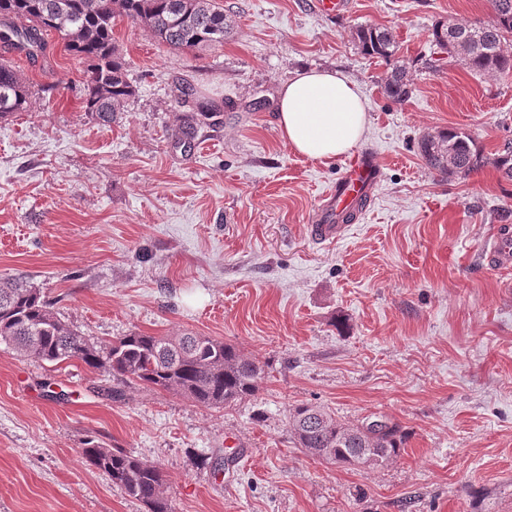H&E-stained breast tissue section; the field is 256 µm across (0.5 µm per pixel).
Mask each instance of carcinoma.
I'll return each instance as SVG.
<instances>
[{"label":"carcinoma","mask_w":512,"mask_h":512,"mask_svg":"<svg viewBox=\"0 0 512 512\" xmlns=\"http://www.w3.org/2000/svg\"><path fill=\"white\" fill-rule=\"evenodd\" d=\"M493 20L441 24L433 41L480 74L512 72V0H491ZM125 18L147 29L170 49L191 50L224 44L234 27L231 11L215 0H0V43L29 58L44 49L49 32L68 51L91 62L83 111L103 125L117 119L135 89L114 37L116 20ZM360 51L388 62L396 51L393 33L380 27L356 31ZM384 91L401 101L409 94L405 71L393 68ZM30 85L12 61L0 56V119L26 110ZM426 164L448 176L466 177L484 163L472 137L449 128L421 141ZM512 178V145L496 158ZM18 355L48 363L79 359L90 368L107 366L130 382L173 391L208 408H226L253 396L264 380V365L245 357L233 345L208 336H154L132 332L101 354L55 312L41 290L18 279L0 278V345ZM289 432L296 447L310 456L346 467L377 468L397 457L406 437L398 424L380 428L346 423L316 404L289 409ZM89 465L105 472L124 495L143 503L148 512H174L161 467L121 448L92 445L79 450Z\"/></svg>","instance_id":"carcinoma-1"}]
</instances>
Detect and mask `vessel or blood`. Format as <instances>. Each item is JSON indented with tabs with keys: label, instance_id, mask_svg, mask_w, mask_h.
I'll use <instances>...</instances> for the list:
<instances>
[{
	"label": "vessel or blood",
	"instance_id": "b4317fda",
	"mask_svg": "<svg viewBox=\"0 0 512 512\" xmlns=\"http://www.w3.org/2000/svg\"><path fill=\"white\" fill-rule=\"evenodd\" d=\"M379 172V164L372 155L360 154L350 159L342 178L327 192L311 217L308 226L310 238L325 245H333L343 239L349 227L337 223V212L354 206L360 197L368 196L379 180ZM483 258L492 269L512 267L511 225L500 224L495 227L483 252Z\"/></svg>",
	"mask_w": 512,
	"mask_h": 512
}]
</instances>
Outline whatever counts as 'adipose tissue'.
<instances>
[{
    "label": "adipose tissue",
    "instance_id": "ef3b65f1",
    "mask_svg": "<svg viewBox=\"0 0 512 512\" xmlns=\"http://www.w3.org/2000/svg\"><path fill=\"white\" fill-rule=\"evenodd\" d=\"M276 112L282 139L321 162L351 152L366 130L365 97L335 70L302 69L280 89Z\"/></svg>",
    "mask_w": 512,
    "mask_h": 512
}]
</instances>
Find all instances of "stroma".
<instances>
[{"mask_svg":"<svg viewBox=\"0 0 512 512\" xmlns=\"http://www.w3.org/2000/svg\"><path fill=\"white\" fill-rule=\"evenodd\" d=\"M216 3L236 20L217 47L174 51L117 23L135 94L107 126L83 111L87 64L57 35L35 58L14 54L31 98L0 120V278L41 288L98 348L193 333L267 375L254 397L207 409L1 345L0 512H146L83 463L89 441L159 464L175 512H512V270L482 264L495 226L512 225V179L494 164L512 142V74L472 72L432 36L491 21L490 0H348L340 14ZM367 26L394 33L404 100L383 90L389 63L356 46ZM305 66L361 88L356 150L381 170L333 245L307 225L347 159L303 157L277 127L278 93ZM208 101L223 110L198 118ZM178 112L196 115L191 137L174 131ZM448 127L485 157L461 179L420 151ZM300 403L349 423L380 413L408 439L382 468L316 459L288 431Z\"/></svg>","mask_w":512,"mask_h":512,"instance_id":"obj_1","label":"stroma"}]
</instances>
